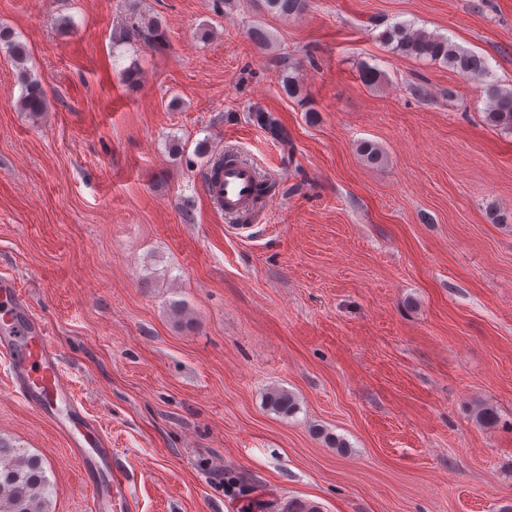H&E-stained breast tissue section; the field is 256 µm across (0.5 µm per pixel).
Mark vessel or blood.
I'll use <instances>...</instances> for the list:
<instances>
[{
	"instance_id": "obj_1",
	"label": "vessel or blood",
	"mask_w": 512,
	"mask_h": 512,
	"mask_svg": "<svg viewBox=\"0 0 512 512\" xmlns=\"http://www.w3.org/2000/svg\"><path fill=\"white\" fill-rule=\"evenodd\" d=\"M257 171L244 162L226 164L217 177L207 178L204 191L219 210L238 215L248 211L257 197ZM0 348L9 352L15 383L26 400L52 418L69 440L72 453L83 467L94 468L107 479L93 486L99 512L112 505V493L122 479L112 470V451L84 415L75 410L74 396L65 384L52 336L34 319L17 281L0 278Z\"/></svg>"
}]
</instances>
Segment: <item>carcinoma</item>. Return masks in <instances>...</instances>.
I'll return each mask as SVG.
<instances>
[{"mask_svg":"<svg viewBox=\"0 0 512 512\" xmlns=\"http://www.w3.org/2000/svg\"><path fill=\"white\" fill-rule=\"evenodd\" d=\"M266 4L272 12L291 16L301 14L308 0H266ZM381 37L399 55L441 63L463 77L481 82L488 100V122L512 131V88H504L495 80L483 57L460 47L444 35L416 29L405 22L387 27ZM123 39L128 43L142 42L158 47L164 43V32L156 20L143 15L132 16L123 28ZM0 47L5 48L16 63V77L23 86L20 109L33 116L40 114L47 106L46 92L41 82L24 67L25 47L15 40L10 30L4 28L0 29ZM288 69L290 66L283 65L280 85L286 95L294 97L299 92V84ZM249 114L254 124L282 144H288L286 131L270 113L260 107H251ZM194 152L206 159V166L215 171L222 169L224 163L231 159L228 154L210 152L205 140L196 145ZM266 400L272 411L283 416H290L297 410L295 396L284 389L270 390ZM49 494L50 481L43 459L0 437V512H50Z\"/></svg>","mask_w":512,"mask_h":512,"instance_id":"carcinoma-1","label":"carcinoma"}]
</instances>
